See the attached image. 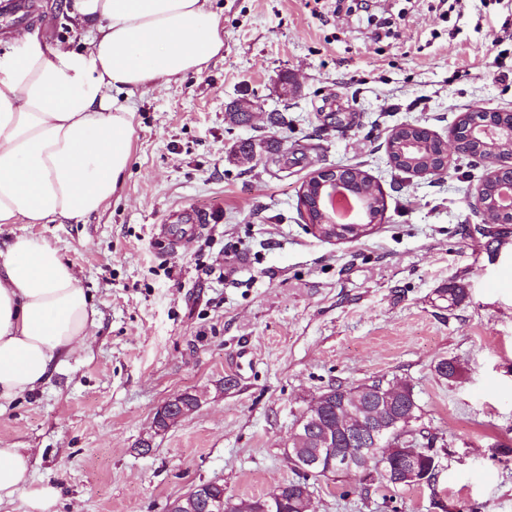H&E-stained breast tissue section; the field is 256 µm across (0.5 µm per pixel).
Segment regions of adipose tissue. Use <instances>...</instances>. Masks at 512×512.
Here are the masks:
<instances>
[{
    "label": "adipose tissue",
    "instance_id": "obj_1",
    "mask_svg": "<svg viewBox=\"0 0 512 512\" xmlns=\"http://www.w3.org/2000/svg\"><path fill=\"white\" fill-rule=\"evenodd\" d=\"M88 48L37 37L0 54V224H75L103 209L131 158L127 95L202 73L224 41L209 0H72ZM77 271L46 240L0 244V409L35 391L94 334ZM26 492L30 512H52L50 483L34 484L30 454L0 444V505Z\"/></svg>",
    "mask_w": 512,
    "mask_h": 512
}]
</instances>
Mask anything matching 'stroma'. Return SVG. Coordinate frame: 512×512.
<instances>
[{"mask_svg":"<svg viewBox=\"0 0 512 512\" xmlns=\"http://www.w3.org/2000/svg\"><path fill=\"white\" fill-rule=\"evenodd\" d=\"M0 40L36 32L85 50L68 0H9ZM224 49L200 74L128 98L132 156L111 202L85 223L1 224L54 244L81 278L98 328L35 393L0 410V442L29 449L57 512H167L203 482L258 497L298 476L288 440L328 386L409 381L433 484L321 479L314 512H512V235L476 232L468 200L484 163L408 179L388 133L447 137L461 113L512 109V0H211ZM498 55L501 71L483 68ZM291 98H283V88ZM258 115L235 126L228 104ZM280 114L281 123L270 121ZM259 142L255 165L233 149ZM357 166L386 218L350 242L314 236L298 193L319 167ZM206 212L199 230L174 224ZM169 225L176 243L158 249ZM469 290L455 307L440 288ZM462 364L459 379L436 365ZM192 391L198 410L153 435L157 409ZM152 438L149 454L141 439Z\"/></svg>","mask_w":512,"mask_h":512,"instance_id":"35a3bbf8","label":"stroma"}]
</instances>
